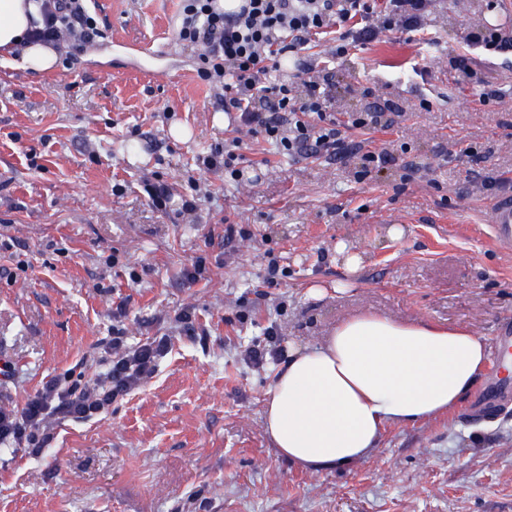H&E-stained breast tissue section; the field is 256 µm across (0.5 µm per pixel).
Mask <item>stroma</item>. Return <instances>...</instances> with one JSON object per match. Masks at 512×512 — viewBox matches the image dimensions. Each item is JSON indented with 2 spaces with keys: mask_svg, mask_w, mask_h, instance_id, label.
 <instances>
[{
  "mask_svg": "<svg viewBox=\"0 0 512 512\" xmlns=\"http://www.w3.org/2000/svg\"><path fill=\"white\" fill-rule=\"evenodd\" d=\"M88 6L102 38L53 72L0 60V400L92 377L116 329L132 345L172 336V349L107 414L57 420L40 454L0 444V512H512V414L466 421V395L447 416L388 427L363 460L305 471L263 428L282 361L244 357L269 335L313 345L366 311L493 344L512 317V248L491 234L481 178L512 179V50L469 42L485 29L512 40V0H433L416 36L341 59L322 41L301 51L298 63L333 68L337 119L368 109L367 87L404 112L348 130L360 150L341 162L282 155L226 114L176 36L180 0ZM457 53L474 56L475 77L450 69ZM487 84L501 97L484 104ZM176 125L190 137L174 139ZM236 138L244 182L201 164ZM368 150L389 160L364 175ZM148 181L168 186L166 209ZM228 224L245 234L232 250Z\"/></svg>",
  "mask_w": 512,
  "mask_h": 512,
  "instance_id": "35a3bbf8",
  "label": "stroma"
}]
</instances>
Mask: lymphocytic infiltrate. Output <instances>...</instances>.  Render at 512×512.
Returning <instances> with one entry per match:
<instances>
[{
  "label": "lymphocytic infiltrate",
  "instance_id": "f902f5d3",
  "mask_svg": "<svg viewBox=\"0 0 512 512\" xmlns=\"http://www.w3.org/2000/svg\"><path fill=\"white\" fill-rule=\"evenodd\" d=\"M430 6L431 0H243L239 10L227 12L219 0H183L177 36L200 49L199 78L222 86L225 110L237 112L252 134L291 156L305 148L313 156L340 157L346 152L342 126H391L401 113L355 112L343 124L328 113L318 82L305 81L299 91L270 80V73L279 70L282 57L321 34L334 35L335 52L343 57L381 34L417 31ZM101 34L85 0H40V19L31 30L33 41L54 47L65 41L73 53ZM170 345L167 336L136 347L113 336L104 373L84 382L53 377L22 406L0 405V443L24 439L40 453L53 419L88 420L109 412L153 377Z\"/></svg>",
  "mask_w": 512,
  "mask_h": 512
}]
</instances>
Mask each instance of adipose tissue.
<instances>
[{"mask_svg":"<svg viewBox=\"0 0 512 512\" xmlns=\"http://www.w3.org/2000/svg\"><path fill=\"white\" fill-rule=\"evenodd\" d=\"M35 17L33 0H0V50L47 73L58 56L28 42ZM488 360L482 338L463 327L348 317L318 344L289 347L265 400L264 428L301 469L345 466L366 458L388 426L448 415Z\"/></svg>","mask_w":512,"mask_h":512,"instance_id":"ef3b65f1","label":"adipose tissue"}]
</instances>
